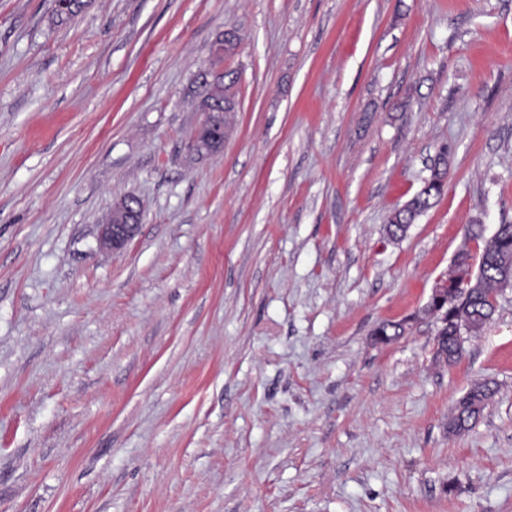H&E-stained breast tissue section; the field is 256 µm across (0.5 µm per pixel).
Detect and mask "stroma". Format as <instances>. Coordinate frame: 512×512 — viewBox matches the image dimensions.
<instances>
[{"instance_id":"stroma-1","label":"stroma","mask_w":512,"mask_h":512,"mask_svg":"<svg viewBox=\"0 0 512 512\" xmlns=\"http://www.w3.org/2000/svg\"><path fill=\"white\" fill-rule=\"evenodd\" d=\"M473 224H512V0H0V512H512V288L452 363L423 311ZM231 74H217L212 76L209 74H201L199 79V86L203 88V97L200 101V108L202 112L208 115L207 120L203 123L201 129L204 131L203 135L196 137L191 144L192 152L196 154L201 153H215L219 151L224 145V126L229 128L228 112H235L234 105H228L224 109V92L233 99L232 88L236 83V77L229 79V83H224V77H229ZM208 76L212 79L209 80ZM224 112L221 116L219 113ZM222 119V120H221ZM224 121V124L223 122ZM447 156L448 149L444 147L437 153L430 169L431 175L424 181L419 192L392 213L388 222L390 235L397 236L405 224H413L423 212L432 206L433 200L443 194L447 175ZM111 214L112 221H107L102 225L100 241L102 245L111 248L112 251H120L134 236L141 224L140 202L133 196L125 197L113 208ZM494 394L495 389L488 382L474 385L457 400L451 413L450 429L455 432L467 429L470 422L480 416Z\"/></svg>"}]
</instances>
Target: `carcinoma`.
Masks as SVG:
<instances>
[{
  "label": "carcinoma",
  "instance_id": "cac0c4a2",
  "mask_svg": "<svg viewBox=\"0 0 512 512\" xmlns=\"http://www.w3.org/2000/svg\"><path fill=\"white\" fill-rule=\"evenodd\" d=\"M84 6L83 0H57L56 18L67 22L74 18ZM236 78L224 83V75L200 76L199 87L203 88L200 108L204 112H220L224 126H229L227 113L234 111V105L224 106V96H233L232 88ZM448 148H442L431 167V175L424 181L419 192L402 207L396 209L389 218L388 232L395 236L406 224H412L427 209L433 200L439 198L445 188L447 175ZM468 251L458 254L453 268L446 274L448 280V306L439 309L441 327L436 333L437 353L450 361L462 350L461 330L479 332L496 312L499 292L512 283V224H502L491 239L483 241L479 253L478 273L471 276L469 288L459 289L458 280L469 274ZM405 326L400 322H383L375 333L380 342H391L404 335ZM495 389L484 382L474 385L460 397L451 413L450 429L460 432L477 419Z\"/></svg>",
  "mask_w": 512,
  "mask_h": 512
}]
</instances>
